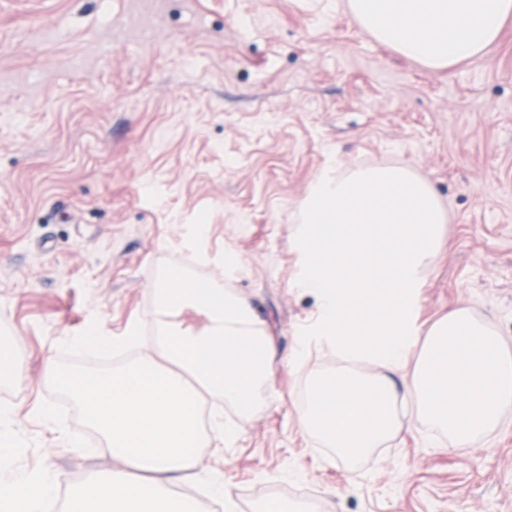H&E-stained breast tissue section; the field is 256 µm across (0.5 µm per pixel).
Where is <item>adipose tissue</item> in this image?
<instances>
[{"label":"adipose tissue","mask_w":512,"mask_h":512,"mask_svg":"<svg viewBox=\"0 0 512 512\" xmlns=\"http://www.w3.org/2000/svg\"><path fill=\"white\" fill-rule=\"evenodd\" d=\"M347 8L376 41L431 70L483 54L512 19V0H348ZM184 307L201 310L208 326L194 334L164 324L159 357L112 373L48 367L118 462L76 489L65 512H195L172 491L195 475L193 446L236 437L219 411L201 423V392L243 411L272 399L277 351L252 303L216 280L176 276L157 287L159 315ZM15 457V420L1 409L0 512H45L58 494V475L17 470Z\"/></svg>","instance_id":"ef3b65f1"}]
</instances>
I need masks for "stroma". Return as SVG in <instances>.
I'll return each instance as SVG.
<instances>
[{"mask_svg":"<svg viewBox=\"0 0 512 512\" xmlns=\"http://www.w3.org/2000/svg\"><path fill=\"white\" fill-rule=\"evenodd\" d=\"M347 0H0V378L19 470L61 494L115 462L46 375L111 371L158 356L160 271L225 280L249 299L278 358L270 406H223L238 440L199 448L176 485L198 512H259L301 468L310 512H512V415L472 448L433 437L413 402L402 433L354 468L298 423L302 390L342 367L298 350L316 300L293 288L301 207L322 170L404 166L448 212L420 321L458 304L512 343V25L483 55L429 70L376 42ZM241 266L224 269L225 252ZM138 326L137 349L77 352L91 328ZM51 407L45 419L41 407ZM81 442L56 441L54 427Z\"/></svg>","mask_w":512,"mask_h":512,"instance_id":"1","label":"stroma"}]
</instances>
